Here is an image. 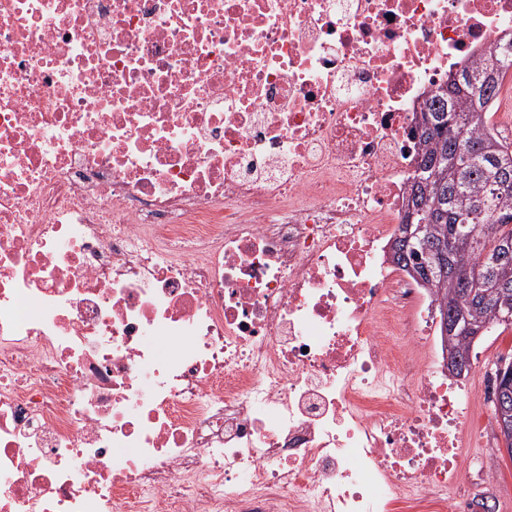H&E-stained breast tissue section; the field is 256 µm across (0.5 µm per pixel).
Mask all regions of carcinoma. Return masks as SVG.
<instances>
[{
    "instance_id": "carcinoma-1",
    "label": "carcinoma",
    "mask_w": 512,
    "mask_h": 512,
    "mask_svg": "<svg viewBox=\"0 0 512 512\" xmlns=\"http://www.w3.org/2000/svg\"><path fill=\"white\" fill-rule=\"evenodd\" d=\"M512 73V42L448 76L418 124L424 152L408 199L422 205L414 219L433 244L457 245L439 264H424L397 242V263L412 266L438 290L449 319L482 337L490 326L512 327V144L503 141L490 114Z\"/></svg>"
}]
</instances>
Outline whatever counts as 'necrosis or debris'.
<instances>
[{
  "label": "necrosis or debris",
  "instance_id": "obj_1",
  "mask_svg": "<svg viewBox=\"0 0 512 512\" xmlns=\"http://www.w3.org/2000/svg\"><path fill=\"white\" fill-rule=\"evenodd\" d=\"M512 0H0V512H482L391 257L424 99Z\"/></svg>",
  "mask_w": 512,
  "mask_h": 512
}]
</instances>
